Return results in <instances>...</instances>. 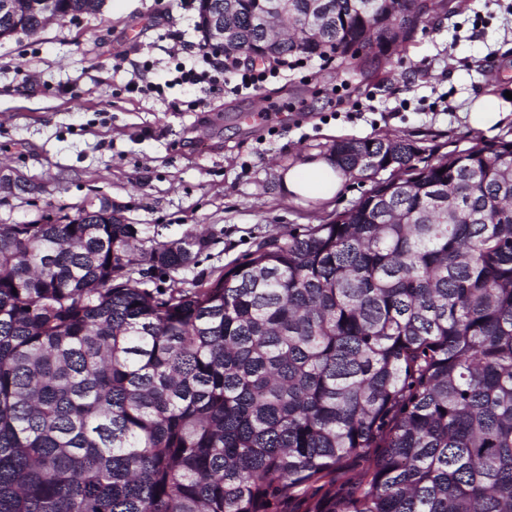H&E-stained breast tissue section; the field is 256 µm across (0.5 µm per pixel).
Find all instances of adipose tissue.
<instances>
[{
  "mask_svg": "<svg viewBox=\"0 0 512 512\" xmlns=\"http://www.w3.org/2000/svg\"><path fill=\"white\" fill-rule=\"evenodd\" d=\"M512 113V101L484 93L472 96L465 107L467 122L478 130H489ZM346 181L332 156L308 158L289 167L283 188L292 199L327 200L338 194Z\"/></svg>",
  "mask_w": 512,
  "mask_h": 512,
  "instance_id": "adipose-tissue-1",
  "label": "adipose tissue"
}]
</instances>
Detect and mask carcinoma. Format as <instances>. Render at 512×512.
Returning <instances> with one entry per match:
<instances>
[{
    "label": "carcinoma",
    "instance_id": "1",
    "mask_svg": "<svg viewBox=\"0 0 512 512\" xmlns=\"http://www.w3.org/2000/svg\"><path fill=\"white\" fill-rule=\"evenodd\" d=\"M271 3L199 17L224 9L235 56L264 45ZM291 5L256 60H356L427 18L419 0ZM44 26L0 11V40ZM330 154L391 173L189 287L145 278L194 262L195 231L160 241L93 200L0 224V512H512V139L422 166L399 138Z\"/></svg>",
    "mask_w": 512,
    "mask_h": 512
}]
</instances>
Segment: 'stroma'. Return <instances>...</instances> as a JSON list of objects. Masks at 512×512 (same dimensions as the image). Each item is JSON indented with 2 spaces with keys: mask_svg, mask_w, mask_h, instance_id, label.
<instances>
[{
  "mask_svg": "<svg viewBox=\"0 0 512 512\" xmlns=\"http://www.w3.org/2000/svg\"><path fill=\"white\" fill-rule=\"evenodd\" d=\"M197 21L178 0H107L99 13L0 41V168L34 185L0 192V224L106 197L127 223L157 226L161 238L190 227L206 235L207 248L178 273L192 283L268 236L328 222L368 191L372 178L359 176L329 200L284 192V172L336 140L399 137L432 161L512 137V115L494 131L464 117L473 94L512 92V0H448L370 76L313 56L256 92L202 83L128 93L143 62L153 65L150 81L169 79L168 35L201 42ZM190 101L196 110H181ZM248 113L259 121L244 122Z\"/></svg>",
  "mask_w": 512,
  "mask_h": 512,
  "instance_id": "obj_1",
  "label": "stroma"
}]
</instances>
